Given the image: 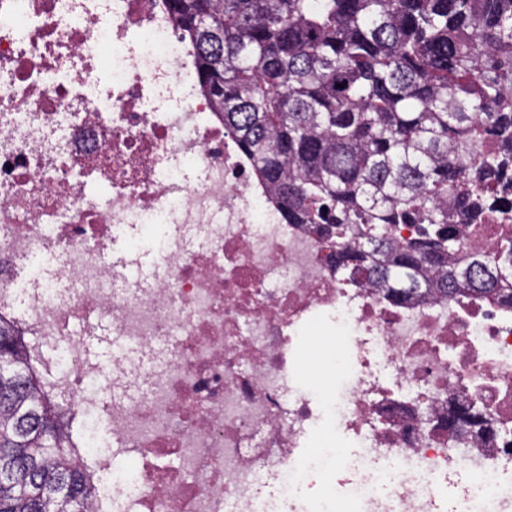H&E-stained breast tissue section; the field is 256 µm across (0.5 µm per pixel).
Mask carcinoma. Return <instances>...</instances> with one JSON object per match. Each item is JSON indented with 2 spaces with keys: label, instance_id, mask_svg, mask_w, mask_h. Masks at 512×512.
Wrapping results in <instances>:
<instances>
[{
  "label": "carcinoma",
  "instance_id": "carcinoma-1",
  "mask_svg": "<svg viewBox=\"0 0 512 512\" xmlns=\"http://www.w3.org/2000/svg\"><path fill=\"white\" fill-rule=\"evenodd\" d=\"M168 2L224 127L288 223L336 240L337 273L512 306V248L458 255L461 226L512 217V0ZM0 360V512H90L62 406L1 317Z\"/></svg>",
  "mask_w": 512,
  "mask_h": 512
}]
</instances>
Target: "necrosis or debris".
Masks as SVG:
<instances>
[{
    "label": "necrosis or debris",
    "instance_id": "4bbe7bcc",
    "mask_svg": "<svg viewBox=\"0 0 512 512\" xmlns=\"http://www.w3.org/2000/svg\"><path fill=\"white\" fill-rule=\"evenodd\" d=\"M144 228L159 267L117 285ZM511 244L507 220L460 235ZM332 251L271 202L168 0H0V316L91 512H512V308L396 301ZM105 324L107 362L85 347ZM313 334L336 340L330 392L296 379ZM468 401L482 423L449 429Z\"/></svg>",
    "mask_w": 512,
    "mask_h": 512
}]
</instances>
